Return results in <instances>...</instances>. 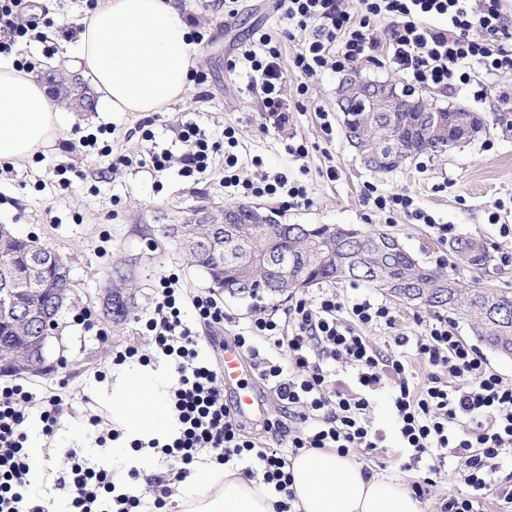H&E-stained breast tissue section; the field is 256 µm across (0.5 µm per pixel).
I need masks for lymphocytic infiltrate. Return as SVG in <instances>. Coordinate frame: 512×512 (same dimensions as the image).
Here are the masks:
<instances>
[{
  "instance_id": "1",
  "label": "lymphocytic infiltrate",
  "mask_w": 512,
  "mask_h": 512,
  "mask_svg": "<svg viewBox=\"0 0 512 512\" xmlns=\"http://www.w3.org/2000/svg\"><path fill=\"white\" fill-rule=\"evenodd\" d=\"M290 25L305 31L306 39L292 57L290 67L306 92L308 80L325 71L341 73L368 60L378 48L372 36L376 22L388 23L391 60L418 86L453 89L476 85L478 74L512 71V10L505 0H358L349 8L345 0H277ZM26 0H0V54H11L29 39L41 16L27 12ZM446 17L448 24L434 28L430 18ZM281 53L272 37L254 31L239 60L259 82L268 116L275 124L287 117L282 103ZM477 87V85H476ZM485 88L477 87L476 98ZM184 176L205 178L216 155L224 157V186L243 197L287 198L289 204L309 201L304 185L287 174L243 175L232 149L234 128L224 130L223 143L209 141L197 125L183 124L178 132ZM365 198L380 212L399 213L408 220L435 229L440 239L454 238L456 228L436 223L419 209L406 192L382 193L366 185ZM160 299L145 327L156 348L171 357L177 376L170 394L180 434L159 452L168 474L183 479L200 451L226 466L245 462V477L262 478L283 495L279 512H292L290 459L311 449L333 448L348 453L359 448L374 452L383 436L370 425L368 394L386 379H393V409L401 443L414 462L430 458L429 473L444 466L447 457L460 460L464 492L442 500L439 512H476L478 492L493 493L512 503V492L492 485L494 473L506 454L512 453V383L491 366L476 346L458 336L446 319L429 322L416 342V352L431 368L426 381L415 385L401 357H384L360 325L393 324L386 302L346 301L335 291L321 292L315 300H296L285 314L260 313L247 333L238 334L237 346L250 354L261 378L274 388L288 411V423L268 422L267 431L287 438V449L272 448L243 434L233 412L224 403L221 374L201 358L199 338L183 324L178 306L177 276L160 281ZM263 338L287 346L286 362L261 357L254 345ZM350 365L352 382L338 379L335 364ZM39 408L45 436H52L67 405L62 396L37 398L23 385L0 388V512H45L27 495L28 454L23 425L32 408ZM70 512H162L168 487H161L153 502L131 493H115L112 472L87 466L76 451H68Z\"/></svg>"
}]
</instances>
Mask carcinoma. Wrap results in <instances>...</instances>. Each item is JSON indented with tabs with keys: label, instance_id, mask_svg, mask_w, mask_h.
Instances as JSON below:
<instances>
[{
	"label": "carcinoma",
	"instance_id": "1",
	"mask_svg": "<svg viewBox=\"0 0 512 512\" xmlns=\"http://www.w3.org/2000/svg\"><path fill=\"white\" fill-rule=\"evenodd\" d=\"M459 117H467L483 124L474 112H423L411 106L405 112H353L346 113L348 133H358L365 141H376L394 133L412 143L415 154L441 156L450 150L443 138L428 142L421 132L436 124L443 130ZM249 211L239 216L238 230L241 242L250 250L248 289L252 297L261 293L286 294L296 288L300 280L315 284L324 280H353L371 283L392 297L421 305L431 311L445 310L469 322L478 340L499 354L512 357V288H477L441 268L421 264L404 247L384 246L379 230H358L342 224H321L311 234H300L287 225L275 224L282 233L274 241L273 249L288 252L291 264L288 280L279 279L278 273L263 260V244L253 240L257 225L252 223ZM29 240L13 235L9 237L10 254L0 258V268L12 264L15 272H24V258ZM453 259L480 269L491 261L487 245L473 237H461L449 246ZM189 264L203 272L219 289L224 281L234 279L239 270L226 265L224 271L217 258L206 249L182 251ZM107 315L119 322L127 318V302L119 295L107 299Z\"/></svg>",
	"mask_w": 512,
	"mask_h": 512
}]
</instances>
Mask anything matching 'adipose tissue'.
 <instances>
[{
  "label": "adipose tissue",
  "instance_id": "obj_1",
  "mask_svg": "<svg viewBox=\"0 0 512 512\" xmlns=\"http://www.w3.org/2000/svg\"><path fill=\"white\" fill-rule=\"evenodd\" d=\"M74 67L90 78L104 112H158L183 100L191 88L200 47L178 0H105L81 21ZM64 130L46 87L0 58V162L24 160L53 144ZM164 369L116 373L108 396L112 421L127 453L112 469L117 489L131 473L146 477L155 461L148 444L171 442L178 426L170 410ZM145 442L129 452L132 442ZM294 512H421L408 482L365 474L355 454L306 451L291 464ZM179 512H275L278 497L261 479L204 461L189 477Z\"/></svg>",
  "mask_w": 512,
  "mask_h": 512
}]
</instances>
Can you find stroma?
<instances>
[{"mask_svg": "<svg viewBox=\"0 0 512 512\" xmlns=\"http://www.w3.org/2000/svg\"><path fill=\"white\" fill-rule=\"evenodd\" d=\"M196 29L209 39L200 48L198 67L208 75L205 84L192 88L181 101L159 112H90L66 110V135L53 148L29 159L10 164L0 174V224L10 225L21 235L37 238L59 253L68 263L76 296L66 309L51 342L49 359L54 369L48 376L24 379L25 387L49 396L66 391L72 397V412L64 416L56 432L54 454L44 461V488H29L31 498L42 499L45 491L66 495L59 483L61 457L68 449L93 465L112 464L111 443H99L100 430L90 424L93 414L111 418L106 394L115 366L114 352L127 345L142 353L154 354L145 323L152 317L160 289L159 281L169 274L180 278L184 303L181 318L196 328L201 337H214L215 345H203V355L220 360L221 342L243 332L263 311H282L296 300L314 299L320 285L285 296L256 300L222 295L227 320L214 331L199 325L191 299L212 293L213 288L199 271L188 267L173 243L153 240L150 230L158 211L184 209L206 200L217 205L235 204L239 198L224 189V165L216 163L208 178L194 181L183 176L179 161H172L164 172L139 164L150 148L178 152L177 130L185 123L197 124L213 141H223L225 127L236 131L235 152L244 175L287 173L303 183L309 202L289 207L275 200H262L282 224H352L376 227L397 236L420 262L432 266L437 258H448V244L423 224L411 223L404 215L377 211L368 204L364 190L374 184L384 193L406 191L418 207L443 224L456 228L457 236L482 239L494 257L512 253V238L502 237L501 223L512 225V212L502 211L500 224L490 223L488 215L496 201L512 202V71L484 76L485 99L477 100L470 88L441 90L423 88V95L440 106H463L483 115L486 126L470 144L447 154L419 156L391 173L365 168L349 147L336 110V88L340 74L328 71L308 83L306 95L296 91L298 81L288 76L283 87V107L288 122L276 126L266 120L261 94L243 69L232 70L229 59L237 55L253 30L272 35L281 51V65H289L305 34L289 26L275 0H239L235 17L224 14V0H182ZM84 0H54L48 16L51 26L43 28L42 39L21 44L18 57L39 60L37 77L61 68H70L75 50L76 30L86 13ZM53 45L52 55H43L44 45ZM330 120L331 134L322 131L323 120ZM155 138H142L143 128ZM96 137L98 146H108L109 156L82 147L84 137ZM306 142L309 153L297 159L286 146ZM128 157V164L113 166L114 158ZM335 167L336 180L324 172ZM134 278L132 311L126 321L115 323L102 311V297L114 287L119 274ZM396 317L394 325L360 327L361 335L385 354L404 355L415 383H423L429 366L416 352V340L423 334L435 312L416 304L389 299ZM90 311L95 325L76 324L74 315ZM104 328L107 340H99L97 328ZM407 337L398 346L397 337ZM394 386L385 382L370 397L368 418L384 437L381 449L358 459L371 471L400 475L408 460L401 447L392 405Z\"/></svg>", "mask_w": 512, "mask_h": 512, "instance_id": "1", "label": "stroma"}]
</instances>
